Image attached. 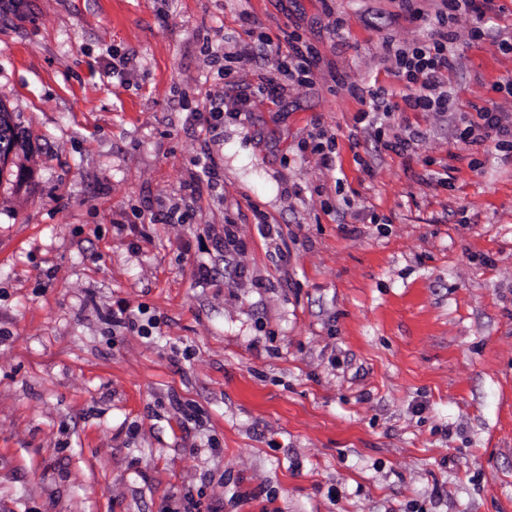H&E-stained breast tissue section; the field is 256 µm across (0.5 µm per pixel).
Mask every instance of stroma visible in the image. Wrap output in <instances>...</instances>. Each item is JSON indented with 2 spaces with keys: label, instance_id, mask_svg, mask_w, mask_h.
I'll return each instance as SVG.
<instances>
[{
  "label": "stroma",
  "instance_id": "35a3bbf8",
  "mask_svg": "<svg viewBox=\"0 0 512 512\" xmlns=\"http://www.w3.org/2000/svg\"><path fill=\"white\" fill-rule=\"evenodd\" d=\"M414 7L0 0L32 148L0 182V512H512V151L459 139L512 112V0L456 24L438 113L386 58L429 39ZM292 33L318 73L259 96L277 63L243 48ZM218 92L251 112L215 121Z\"/></svg>",
  "mask_w": 512,
  "mask_h": 512
}]
</instances>
